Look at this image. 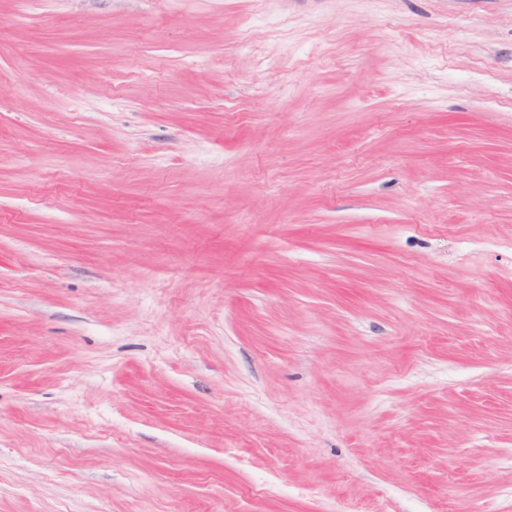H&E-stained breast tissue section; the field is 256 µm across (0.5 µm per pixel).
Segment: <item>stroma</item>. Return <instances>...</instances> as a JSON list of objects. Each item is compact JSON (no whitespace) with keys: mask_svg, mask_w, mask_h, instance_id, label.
<instances>
[{"mask_svg":"<svg viewBox=\"0 0 512 512\" xmlns=\"http://www.w3.org/2000/svg\"><path fill=\"white\" fill-rule=\"evenodd\" d=\"M0 0V512H512V0Z\"/></svg>","mask_w":512,"mask_h":512,"instance_id":"1","label":"stroma"}]
</instances>
